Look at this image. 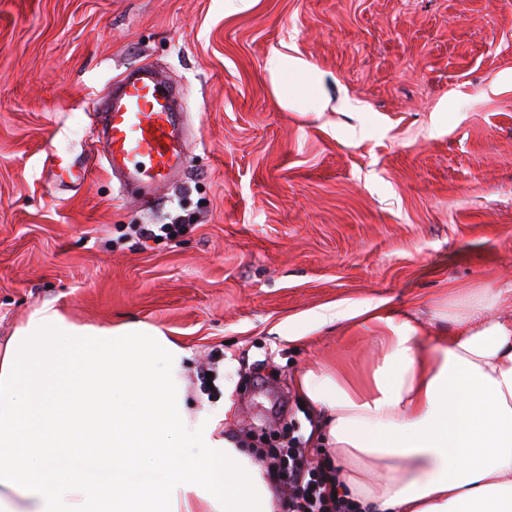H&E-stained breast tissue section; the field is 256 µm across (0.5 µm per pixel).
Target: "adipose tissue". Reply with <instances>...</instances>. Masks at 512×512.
I'll use <instances>...</instances> for the list:
<instances>
[{"label": "adipose tissue", "mask_w": 512, "mask_h": 512, "mask_svg": "<svg viewBox=\"0 0 512 512\" xmlns=\"http://www.w3.org/2000/svg\"><path fill=\"white\" fill-rule=\"evenodd\" d=\"M272 78L315 91L306 61L273 52ZM512 287L458 294L422 337L383 303L322 314L380 329L369 373L298 378L322 420L356 512H512ZM190 351L159 328L77 325L34 310L0 349V512H276L266 470L222 431V410L190 408ZM108 468L112 484L89 479Z\"/></svg>", "instance_id": "ef3b65f1"}]
</instances>
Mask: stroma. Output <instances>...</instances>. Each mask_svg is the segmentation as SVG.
I'll use <instances>...</instances> for the list:
<instances>
[{
	"mask_svg": "<svg viewBox=\"0 0 512 512\" xmlns=\"http://www.w3.org/2000/svg\"><path fill=\"white\" fill-rule=\"evenodd\" d=\"M224 2L0 0V347L46 303L145 322L190 350L188 389L237 361L225 432L305 436L298 375L378 358L319 313L382 301L426 336L452 294L512 285V0ZM276 50L323 111L275 88ZM142 65L182 87L192 141L147 206L92 141ZM266 69L273 79L283 75L291 77L297 86L296 93L300 97H313L315 85L312 80L313 69L306 61L281 51L273 52L266 62Z\"/></svg>",
	"mask_w": 512,
	"mask_h": 512,
	"instance_id": "stroma-1",
	"label": "stroma"
}]
</instances>
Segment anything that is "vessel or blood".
Segmentation results:
<instances>
[{
    "instance_id": "1",
    "label": "vessel or blood",
    "mask_w": 512,
    "mask_h": 512,
    "mask_svg": "<svg viewBox=\"0 0 512 512\" xmlns=\"http://www.w3.org/2000/svg\"><path fill=\"white\" fill-rule=\"evenodd\" d=\"M175 88L152 68L123 75L103 118L106 159L152 196L182 167L187 140Z\"/></svg>"
}]
</instances>
